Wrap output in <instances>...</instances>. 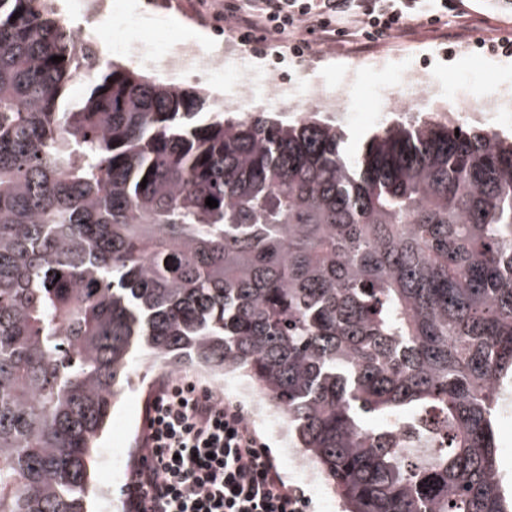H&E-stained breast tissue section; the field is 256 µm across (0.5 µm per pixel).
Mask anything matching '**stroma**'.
Returning a JSON list of instances; mask_svg holds the SVG:
<instances>
[{"mask_svg": "<svg viewBox=\"0 0 512 512\" xmlns=\"http://www.w3.org/2000/svg\"><path fill=\"white\" fill-rule=\"evenodd\" d=\"M85 0H64L61 18L82 38L103 44L109 57L152 76H162L159 65L146 64L125 45L144 41L164 51L173 44H190L209 53L223 52L231 36L224 20L215 18L201 0H112L111 8L88 15ZM336 40L321 56L298 63L288 51H276L258 43L237 45L231 66L256 71L287 86L291 95H304L319 88L328 100L320 107L321 117L345 134L347 152H356L377 130L412 118L432 119L471 128L512 135V16L484 10H449L440 24L412 23L406 32L385 46H363L349 51L343 23H336ZM419 70L429 78L433 99L419 110L382 112L381 91L400 98L410 94L407 75ZM177 84L206 90L210 96L234 106L243 83L237 78H220L215 73L187 69ZM496 95L505 99V117L493 121L484 113L460 117L449 108L450 99H473ZM163 372L134 362L131 381L112 411V424L100 436L92 453L91 512H125L123 486L127 479L128 456L134 455L140 435L144 405ZM258 433L266 442L285 481L305 496L306 512H342V504L330 488L312 492L285 459L292 447L287 424L272 428L258 422Z\"/></svg>", "mask_w": 512, "mask_h": 512, "instance_id": "1", "label": "stroma"}]
</instances>
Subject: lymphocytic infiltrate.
Segmentation results:
<instances>
[{"mask_svg":"<svg viewBox=\"0 0 512 512\" xmlns=\"http://www.w3.org/2000/svg\"><path fill=\"white\" fill-rule=\"evenodd\" d=\"M424 14L421 0H246L233 11L240 41L288 35L296 57L316 56L334 41L330 24L348 26L350 42L384 43L419 20L434 25L448 0ZM316 35L309 43L308 35ZM126 512H304L256 429L223 392L181 376L164 379L148 405L138 459L124 488Z\"/></svg>","mask_w":512,"mask_h":512,"instance_id":"obj_1","label":"lymphocytic infiltrate"}]
</instances>
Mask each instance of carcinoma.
<instances>
[{"instance_id":"cac0c4a2","label":"carcinoma","mask_w":512,"mask_h":512,"mask_svg":"<svg viewBox=\"0 0 512 512\" xmlns=\"http://www.w3.org/2000/svg\"><path fill=\"white\" fill-rule=\"evenodd\" d=\"M343 142L0 0V512H87L136 347L247 376L345 512H512V141L424 120ZM430 413L439 447L402 454L390 423ZM497 460L504 481L512 487V418L501 415L497 423Z\"/></svg>"}]
</instances>
